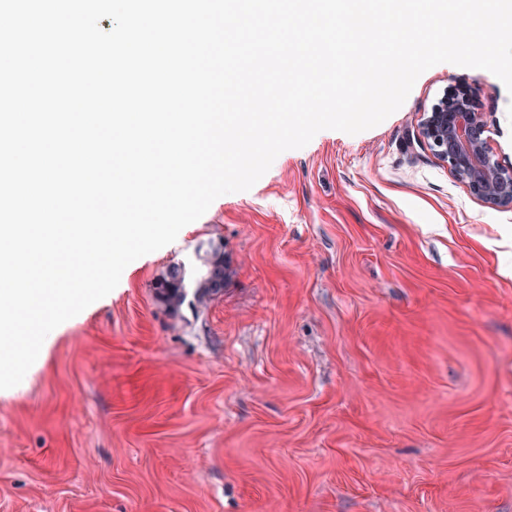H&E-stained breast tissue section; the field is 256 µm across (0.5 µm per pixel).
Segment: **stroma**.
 <instances>
[{
    "mask_svg": "<svg viewBox=\"0 0 512 512\" xmlns=\"http://www.w3.org/2000/svg\"><path fill=\"white\" fill-rule=\"evenodd\" d=\"M454 85L512 164V94L451 63L282 152L48 334L0 396V512H512V208L416 137ZM211 241L223 293L169 312ZM185 272L181 265H172L156 287V300L165 308L176 309L186 299Z\"/></svg>",
    "mask_w": 512,
    "mask_h": 512,
    "instance_id": "35a3bbf8",
    "label": "stroma"
}]
</instances>
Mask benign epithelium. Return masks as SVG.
<instances>
[{
    "instance_id": "7a95c632",
    "label": "benign epithelium",
    "mask_w": 512,
    "mask_h": 512,
    "mask_svg": "<svg viewBox=\"0 0 512 512\" xmlns=\"http://www.w3.org/2000/svg\"><path fill=\"white\" fill-rule=\"evenodd\" d=\"M487 113L465 87H450L422 114L417 138L433 148L455 181L490 208L512 207V166L489 144Z\"/></svg>"
}]
</instances>
